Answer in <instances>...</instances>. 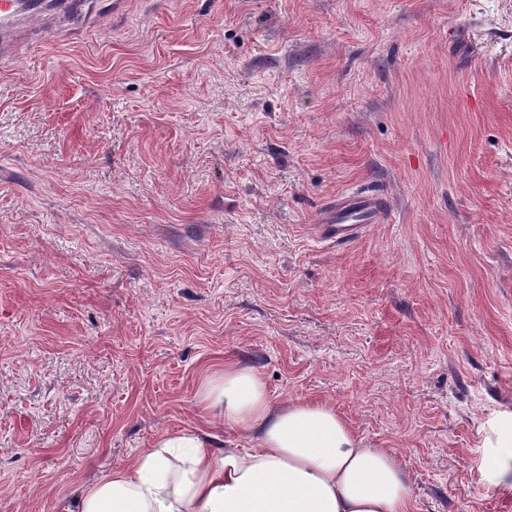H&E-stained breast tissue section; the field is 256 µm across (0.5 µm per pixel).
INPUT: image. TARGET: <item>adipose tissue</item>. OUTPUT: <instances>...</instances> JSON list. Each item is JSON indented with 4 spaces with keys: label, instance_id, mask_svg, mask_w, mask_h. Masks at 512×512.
Masks as SVG:
<instances>
[{
    "label": "adipose tissue",
    "instance_id": "adipose-tissue-1",
    "mask_svg": "<svg viewBox=\"0 0 512 512\" xmlns=\"http://www.w3.org/2000/svg\"><path fill=\"white\" fill-rule=\"evenodd\" d=\"M200 402L222 425L258 434V447L219 453L201 430L159 433L88 487L77 512H409L408 473L362 447L335 409L273 407L261 376L234 362L204 380Z\"/></svg>",
    "mask_w": 512,
    "mask_h": 512
}]
</instances>
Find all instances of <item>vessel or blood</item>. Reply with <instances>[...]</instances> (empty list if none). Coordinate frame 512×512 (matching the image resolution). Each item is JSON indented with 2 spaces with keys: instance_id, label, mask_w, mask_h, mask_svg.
Segmentation results:
<instances>
[{
  "instance_id": "vessel-or-blood-1",
  "label": "vessel or blood",
  "mask_w": 512,
  "mask_h": 512,
  "mask_svg": "<svg viewBox=\"0 0 512 512\" xmlns=\"http://www.w3.org/2000/svg\"><path fill=\"white\" fill-rule=\"evenodd\" d=\"M48 4L37 5L22 11L19 0H0V60L12 53L8 42L20 16L38 20L48 11ZM390 215V205L382 194L375 191L351 190L337 194L320 221L318 232L322 240L346 246L362 237L370 225L385 223Z\"/></svg>"
}]
</instances>
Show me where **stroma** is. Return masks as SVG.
I'll list each match as a JSON object with an SVG mask.
<instances>
[{"instance_id":"1","label":"stroma","mask_w":512,"mask_h":512,"mask_svg":"<svg viewBox=\"0 0 512 512\" xmlns=\"http://www.w3.org/2000/svg\"><path fill=\"white\" fill-rule=\"evenodd\" d=\"M0 67V512H61L234 360L512 512V0H82ZM391 218L319 241L336 194Z\"/></svg>"}]
</instances>
